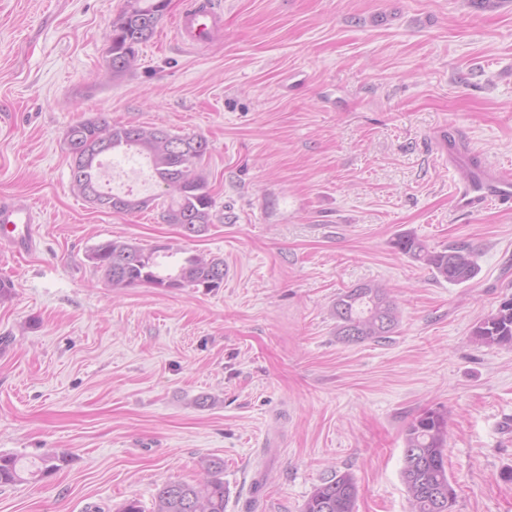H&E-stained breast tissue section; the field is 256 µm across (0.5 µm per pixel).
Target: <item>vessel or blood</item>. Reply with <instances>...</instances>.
I'll return each instance as SVG.
<instances>
[{
  "label": "vessel or blood",
  "mask_w": 512,
  "mask_h": 512,
  "mask_svg": "<svg viewBox=\"0 0 512 512\" xmlns=\"http://www.w3.org/2000/svg\"><path fill=\"white\" fill-rule=\"evenodd\" d=\"M221 18L216 0H190L176 19L175 29L181 41L195 47L208 31L217 28ZM442 144L449 163L471 167L473 156L458 137L443 136ZM493 204L505 211L512 209V172L485 161L479 172H473L454 191L451 208L459 215H473ZM33 222V212L27 204L18 201L0 204V243L17 246L29 242Z\"/></svg>",
  "instance_id": "obj_1"
}]
</instances>
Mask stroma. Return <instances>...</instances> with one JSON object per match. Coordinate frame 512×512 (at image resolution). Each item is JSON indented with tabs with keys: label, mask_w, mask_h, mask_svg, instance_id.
Here are the masks:
<instances>
[{
	"label": "stroma",
	"mask_w": 512,
	"mask_h": 512,
	"mask_svg": "<svg viewBox=\"0 0 512 512\" xmlns=\"http://www.w3.org/2000/svg\"><path fill=\"white\" fill-rule=\"evenodd\" d=\"M169 0L128 71L108 69L126 0H0V202L37 216L26 250L0 247V454L68 462L0 487V512L150 507L162 484L224 461L225 512H301L341 472L355 512H410L408 424L448 414L455 512H512V349L473 330L512 298V210L451 215L462 180L437 136L512 169V0H217L224 23L190 50ZM198 134L217 217L185 239L140 158L101 184L141 212L73 192L69 126ZM466 242L470 282L402 254ZM168 243L223 259L221 288H112L99 242ZM377 283L400 305L390 341L349 344L332 305Z\"/></svg>",
	"instance_id": "obj_1"
}]
</instances>
